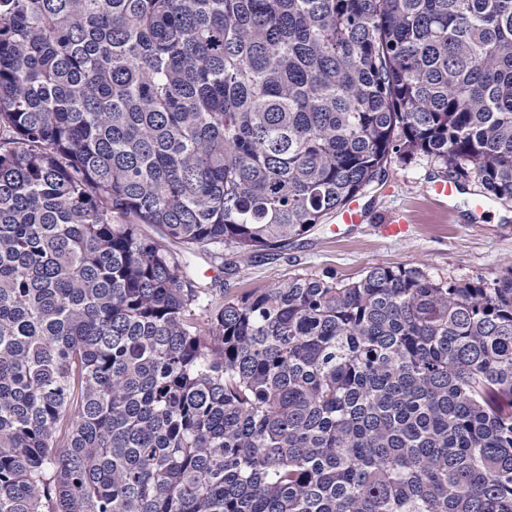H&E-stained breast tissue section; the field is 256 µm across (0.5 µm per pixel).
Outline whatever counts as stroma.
Masks as SVG:
<instances>
[{"mask_svg":"<svg viewBox=\"0 0 512 512\" xmlns=\"http://www.w3.org/2000/svg\"><path fill=\"white\" fill-rule=\"evenodd\" d=\"M439 172L425 155L392 156L358 197L367 210L363 223L340 226L328 218L281 254L236 257L239 272L233 277L200 255L193 260L197 276L215 301L295 274L352 281L378 265L418 267L436 278L495 276L512 262V201L476 208L477 185L469 180L456 198L438 203L431 186ZM398 214L408 219L407 236H382L380 225Z\"/></svg>","mask_w":512,"mask_h":512,"instance_id":"35a3bbf8","label":"stroma"}]
</instances>
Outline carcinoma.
<instances>
[{"instance_id":"1","label":"carcinoma","mask_w":512,"mask_h":512,"mask_svg":"<svg viewBox=\"0 0 512 512\" xmlns=\"http://www.w3.org/2000/svg\"><path fill=\"white\" fill-rule=\"evenodd\" d=\"M417 153L512 201V0H0V512H512L511 265L188 271Z\"/></svg>"}]
</instances>
